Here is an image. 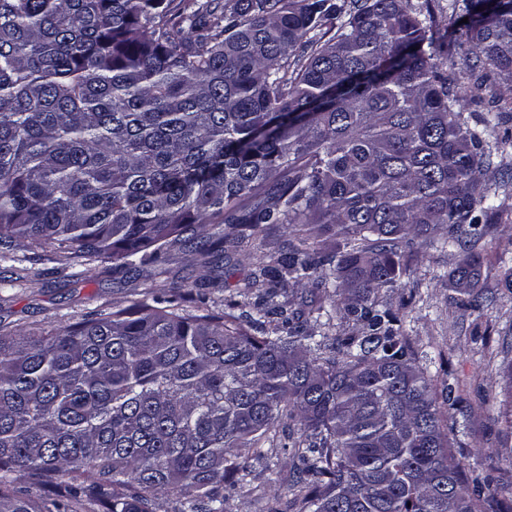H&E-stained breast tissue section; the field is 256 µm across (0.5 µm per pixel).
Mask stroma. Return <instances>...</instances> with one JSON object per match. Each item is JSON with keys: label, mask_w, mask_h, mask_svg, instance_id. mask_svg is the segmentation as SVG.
Wrapping results in <instances>:
<instances>
[{"label": "stroma", "mask_w": 512, "mask_h": 512, "mask_svg": "<svg viewBox=\"0 0 512 512\" xmlns=\"http://www.w3.org/2000/svg\"><path fill=\"white\" fill-rule=\"evenodd\" d=\"M483 177L498 186L501 209L500 217L480 225L469 243L483 259L481 283L489 296L483 308L473 311L454 299L449 275L459 253L433 242L407 258L386 300L403 315V332L421 354L422 366L433 375L448 373L458 401L450 438L464 453L468 471L512 499V441L501 433L507 401L503 372L512 363V292L503 284V262L512 257V187H501L500 169H485ZM287 244L282 225H269L231 259L202 265L190 248L173 251L161 276L153 264L125 270L18 241L9 258L0 260V335L64 330L94 313L129 306L138 294L174 284L192 295L183 304L187 311H196L200 303L193 296L205 283L209 289L202 304L227 312L240 301V288L259 259L280 253ZM292 470L290 449H272L270 466L254 464L249 484L230 493L224 512H286Z\"/></svg>", "instance_id": "35a3bbf8"}]
</instances>
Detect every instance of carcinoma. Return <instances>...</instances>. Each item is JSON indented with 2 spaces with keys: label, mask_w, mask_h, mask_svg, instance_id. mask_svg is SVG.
<instances>
[{
  "label": "carcinoma",
  "mask_w": 512,
  "mask_h": 512,
  "mask_svg": "<svg viewBox=\"0 0 512 512\" xmlns=\"http://www.w3.org/2000/svg\"><path fill=\"white\" fill-rule=\"evenodd\" d=\"M462 16L451 31L404 0H0V259L16 237L121 268L194 240L202 260L229 254L263 224L299 240L257 266L237 314L145 294L1 336L0 512H157L164 494L224 512L278 446L297 512H512L469 492L452 387L438 396L380 300L439 228L461 251L451 288L488 299L466 238L499 213L480 174L512 106L474 121L465 103L512 82V0ZM330 233L343 249L309 243ZM304 281L305 313L288 292ZM337 312L358 334L308 328Z\"/></svg>",
  "instance_id": "cac0c4a2"
}]
</instances>
